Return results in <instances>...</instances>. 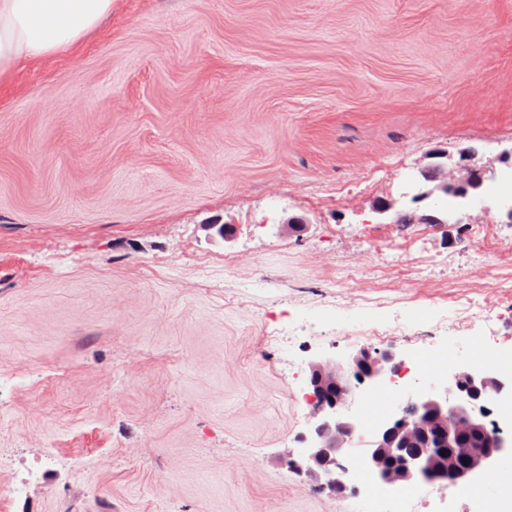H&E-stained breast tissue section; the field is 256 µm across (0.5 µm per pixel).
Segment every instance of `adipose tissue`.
Wrapping results in <instances>:
<instances>
[{"label":"adipose tissue","mask_w":512,"mask_h":512,"mask_svg":"<svg viewBox=\"0 0 512 512\" xmlns=\"http://www.w3.org/2000/svg\"><path fill=\"white\" fill-rule=\"evenodd\" d=\"M112 12V0H0V81L75 48Z\"/></svg>","instance_id":"adipose-tissue-1"}]
</instances>
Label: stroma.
<instances>
[{
	"mask_svg": "<svg viewBox=\"0 0 512 512\" xmlns=\"http://www.w3.org/2000/svg\"><path fill=\"white\" fill-rule=\"evenodd\" d=\"M510 146L512 0H114L0 87V449L58 459L0 512H374L286 462L309 364L512 358L494 181L447 224L409 198L432 153Z\"/></svg>",
	"mask_w": 512,
	"mask_h": 512,
	"instance_id": "1",
	"label": "stroma"
}]
</instances>
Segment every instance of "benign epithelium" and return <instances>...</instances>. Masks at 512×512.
I'll return each instance as SVG.
<instances>
[{
	"label": "benign epithelium",
	"instance_id": "7a95c632",
	"mask_svg": "<svg viewBox=\"0 0 512 512\" xmlns=\"http://www.w3.org/2000/svg\"><path fill=\"white\" fill-rule=\"evenodd\" d=\"M476 155L474 147L460 152L462 164L456 178H448L441 163L421 171L412 201L462 203L473 197L488 173L473 163ZM405 365L406 360L391 349L362 350L344 363H311V428L302 437V461L292 459L289 464L324 474L326 482L321 488L333 494L352 485L346 464L356 431V421L348 412L351 400L360 387L376 389ZM508 396L512 397V375L491 365L452 368L448 375L432 381L421 399L408 396L396 404L394 415L364 450L366 470L384 484L428 477L456 486L484 474L512 447V435L485 426L473 407ZM477 432L482 434V443L469 445L470 435Z\"/></svg>",
	"mask_w": 512,
	"mask_h": 512
}]
</instances>
